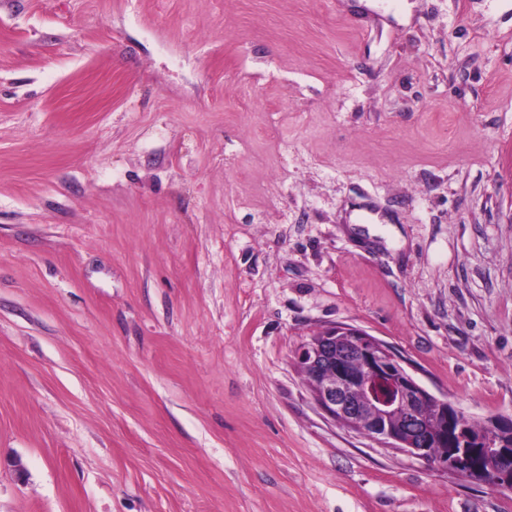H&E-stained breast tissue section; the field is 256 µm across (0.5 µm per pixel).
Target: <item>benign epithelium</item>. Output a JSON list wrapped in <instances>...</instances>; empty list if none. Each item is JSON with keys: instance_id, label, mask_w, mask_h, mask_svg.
Listing matches in <instances>:
<instances>
[{"instance_id": "7a95c632", "label": "benign epithelium", "mask_w": 512, "mask_h": 512, "mask_svg": "<svg viewBox=\"0 0 512 512\" xmlns=\"http://www.w3.org/2000/svg\"><path fill=\"white\" fill-rule=\"evenodd\" d=\"M297 367L317 405L345 427L460 478L475 479L488 466L499 487L512 491V448L458 430L459 447L437 457L426 454L435 430L441 442H448L456 407L422 386L383 341L356 328L334 326L300 347ZM432 401L442 406L439 426L426 417Z\"/></svg>"}]
</instances>
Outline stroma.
Wrapping results in <instances>:
<instances>
[{
  "label": "stroma",
  "mask_w": 512,
  "mask_h": 512,
  "mask_svg": "<svg viewBox=\"0 0 512 512\" xmlns=\"http://www.w3.org/2000/svg\"><path fill=\"white\" fill-rule=\"evenodd\" d=\"M335 325L512 414V0H0V512H512ZM403 360L386 343L362 330L334 326L312 336L297 355V367L310 386L317 405L335 422L362 434L386 448H396L405 454L433 464L464 479L485 474V465L493 469L499 487L512 491V435L507 448L487 439H499L493 429L512 432V415H496L487 422L472 421L461 411L454 421L457 444L451 448L448 429L453 430L454 411L448 409V399H441L409 373ZM443 406L440 441L448 451L440 456L427 455L429 433L437 430L426 417L430 402ZM433 405L432 411L439 412ZM369 411V415L367 414ZM404 420L403 426L391 422ZM485 436V437H483Z\"/></svg>",
  "instance_id": "35a3bbf8"
}]
</instances>
